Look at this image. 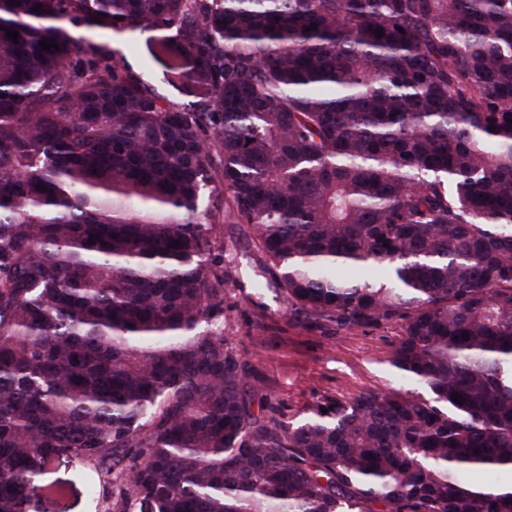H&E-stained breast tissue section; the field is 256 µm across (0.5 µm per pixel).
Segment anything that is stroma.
<instances>
[{
    "instance_id": "stroma-1",
    "label": "stroma",
    "mask_w": 512,
    "mask_h": 512,
    "mask_svg": "<svg viewBox=\"0 0 512 512\" xmlns=\"http://www.w3.org/2000/svg\"><path fill=\"white\" fill-rule=\"evenodd\" d=\"M217 233L230 276L224 335L249 363L252 381L267 394L278 418L296 420L327 396L401 387L386 361L394 325L347 331L295 316L285 292L273 284L270 263L257 247L252 225L223 224ZM52 476L66 481L65 493L52 498L33 495L28 512H108L107 503L87 490L97 481L90 465L65 458L55 462Z\"/></svg>"
}]
</instances>
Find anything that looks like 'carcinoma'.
<instances>
[{"label": "carcinoma", "instance_id": "carcinoma-1", "mask_svg": "<svg viewBox=\"0 0 512 512\" xmlns=\"http://www.w3.org/2000/svg\"><path fill=\"white\" fill-rule=\"evenodd\" d=\"M219 224L414 388L277 418ZM62 456L112 512H512V0H0V512ZM159 34L160 33L156 31L146 30L142 33H136L132 38H127L124 34L111 31L107 38L95 39L93 41L100 44L105 49H108L110 52L116 49L119 50L120 53L133 64L134 68L138 69L144 42L146 39Z\"/></svg>", "mask_w": 512, "mask_h": 512}]
</instances>
